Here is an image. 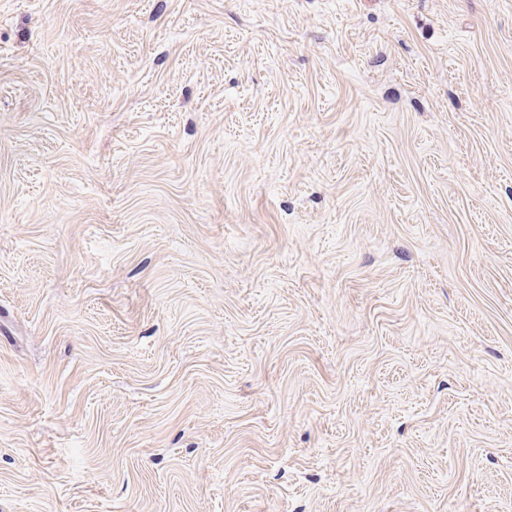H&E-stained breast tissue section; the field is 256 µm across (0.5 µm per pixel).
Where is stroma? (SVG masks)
<instances>
[{"instance_id":"obj_1","label":"stroma","mask_w":512,"mask_h":512,"mask_svg":"<svg viewBox=\"0 0 512 512\" xmlns=\"http://www.w3.org/2000/svg\"><path fill=\"white\" fill-rule=\"evenodd\" d=\"M0 512H512V0H0Z\"/></svg>"}]
</instances>
